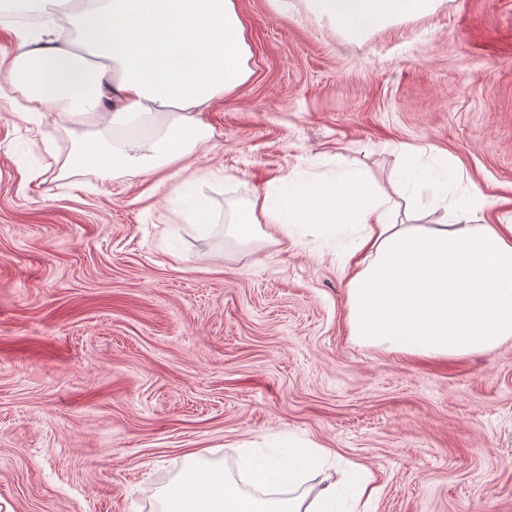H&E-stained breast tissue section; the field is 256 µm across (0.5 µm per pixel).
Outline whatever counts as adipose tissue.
Masks as SVG:
<instances>
[{
    "label": "adipose tissue",
    "instance_id": "ef3b65f1",
    "mask_svg": "<svg viewBox=\"0 0 512 512\" xmlns=\"http://www.w3.org/2000/svg\"><path fill=\"white\" fill-rule=\"evenodd\" d=\"M66 0H39L50 20L80 35H59L0 52V98L20 96L24 115L102 113L98 136L84 141L69 171L94 170L111 181L126 173L174 169L210 138L200 114L214 99L250 77L249 46L236 0H101L63 12ZM312 14L341 33L359 37L391 23L430 13L440 0H306ZM408 192L430 187L448 206L446 223L397 224L387 198L346 172L328 178L290 174L249 201L227 233L247 242L259 225H276L284 240L301 224L335 234L363 226L354 243L359 259L347 283L350 334L387 350L424 357L489 350L512 338V224H480L478 211L495 198L470 187L448 195L447 172L417 152H404L398 175ZM240 488L223 467L198 453L162 495V512H360L375 489L368 467L329 476L315 495H280L301 487L308 455L288 449H243Z\"/></svg>",
    "mask_w": 512,
    "mask_h": 512
}]
</instances>
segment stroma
I'll return each instance as SVG.
<instances>
[{"mask_svg":"<svg viewBox=\"0 0 512 512\" xmlns=\"http://www.w3.org/2000/svg\"><path fill=\"white\" fill-rule=\"evenodd\" d=\"M248 82L201 114L186 162L212 222L171 179L67 173L95 117L0 101V512H159L185 455L236 474L241 447L371 467V512H512V340L455 357L355 340L341 239L225 233L281 176L346 171L394 195L400 152L447 163L512 219V0H442L342 34L304 0H237ZM201 181V177L193 181H183L178 191L185 200L187 209L195 222L197 224H208L211 219V211L205 196L197 187V184Z\"/></svg>","mask_w":512,"mask_h":512,"instance_id":"1","label":"stroma"}]
</instances>
